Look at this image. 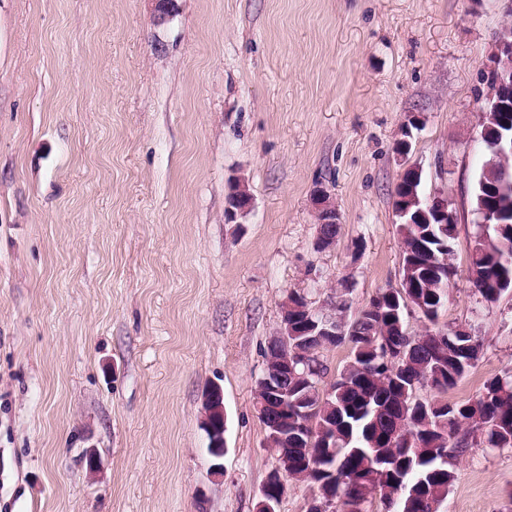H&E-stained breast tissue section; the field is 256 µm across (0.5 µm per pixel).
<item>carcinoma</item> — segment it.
Here are the masks:
<instances>
[{
    "label": "carcinoma",
    "instance_id": "1",
    "mask_svg": "<svg viewBox=\"0 0 512 512\" xmlns=\"http://www.w3.org/2000/svg\"><path fill=\"white\" fill-rule=\"evenodd\" d=\"M491 152L481 167L487 184L499 180L502 164H491ZM401 219L402 275L424 307V319L432 325L448 303L449 279H440L435 262L443 258L442 242L457 238L455 224H409ZM469 265L487 279L512 278V235L486 242L474 235ZM475 291L488 304L497 303L512 286L486 288L484 280L473 282ZM352 333L319 339L297 336L304 347L348 346L346 363L336 375L334 392L320 397L308 379L328 367L316 358L298 367L306 379L293 383L294 398L313 409L315 422L327 426L329 447L314 449V459L302 455L289 469L290 479L317 483L321 469L336 470V506L341 512L360 510V505L380 497L388 512H426L423 503L442 505L457 479L461 457L474 448H512V369L488 379L481 393L465 403H450L445 395L476 366L484 338L474 336L465 350L454 348L455 337L439 342L423 331L401 334L385 312L361 306L349 315ZM405 349L398 373L386 366V358ZM439 382L438 402L411 399L413 390L429 379ZM415 433L420 446L404 447L397 439Z\"/></svg>",
    "mask_w": 512,
    "mask_h": 512
}]
</instances>
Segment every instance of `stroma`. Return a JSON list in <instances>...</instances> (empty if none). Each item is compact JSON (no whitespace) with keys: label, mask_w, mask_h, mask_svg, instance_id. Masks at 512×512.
<instances>
[{"label":"stroma","mask_w":512,"mask_h":512,"mask_svg":"<svg viewBox=\"0 0 512 512\" xmlns=\"http://www.w3.org/2000/svg\"><path fill=\"white\" fill-rule=\"evenodd\" d=\"M176 5L158 25L150 0H0V512H255L281 303L399 287L411 166L461 214L440 321L485 338L449 401L512 368V295L482 302L469 273L484 74L512 0ZM238 177L254 206L228 224ZM321 183L340 220L325 251ZM440 512H512V448L473 449ZM224 395L223 391L219 387L210 388L204 397V411L205 429H209L212 440L210 442V448L212 452L208 455L210 457L209 472L212 476H222L224 472V464L221 463V459H224V432H225V419H224ZM219 414L222 418L219 426L215 427L211 424L213 417Z\"/></svg>","instance_id":"1"}]
</instances>
